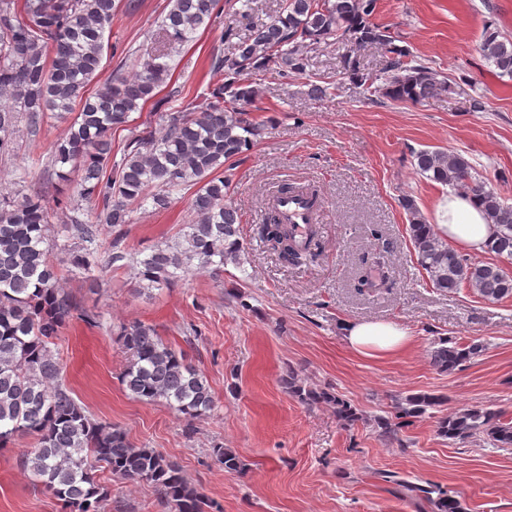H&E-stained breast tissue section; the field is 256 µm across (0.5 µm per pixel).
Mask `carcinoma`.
<instances>
[{
  "label": "carcinoma",
  "instance_id": "1",
  "mask_svg": "<svg viewBox=\"0 0 512 512\" xmlns=\"http://www.w3.org/2000/svg\"><path fill=\"white\" fill-rule=\"evenodd\" d=\"M161 19L168 44L182 46L198 29L208 27L219 13L220 0H170ZM377 0H284L281 14L270 23L253 25L249 37L231 55L214 54L210 71L224 82L196 96L185 106L171 107L160 96L173 76L170 52L140 61L131 78L104 76L107 28L115 0H0V151L9 150L11 136L22 119L32 134L44 115L56 112L69 121L63 137L51 146V163L79 173L69 201L97 202L96 220L87 224L70 217L64 242L52 235L46 194L51 180L29 192L0 196V449L31 436L34 446L18 459L20 467L51 492L61 512H101L109 490L96 471L107 470L114 482L146 483L157 492L168 512H222L205 499L179 466L154 448L134 444L127 433L92 418L64 384L63 362L53 348L63 327L78 314L89 326L97 312L80 306L60 285V266L87 270L91 247L102 245L107 227L120 234L132 223L137 208L151 204L166 209L172 195L195 188L194 221L180 235L150 254L118 249L111 243L112 265L138 268L139 291L166 288L193 262L221 272L227 264H244L240 218L226 175L233 159L249 150L264 132L246 107L259 89L248 75L275 66L304 74L309 66L303 48L308 42L334 39L357 49L383 47L394 55L383 85L374 88L391 101L419 102L450 88L447 80L410 50L395 44L389 27L374 23ZM482 56L501 77L512 79V39L487 31L479 45ZM229 100H224V97ZM159 112V127L147 126L125 141L121 158L112 160V132L130 122L147 104ZM416 174L451 186L478 199L497 233L488 252L512 261V203L488 186L486 178L463 155L441 148L414 153ZM408 235L421 268L432 285L444 292L467 286L481 297L500 301L512 296V274L497 263H468L448 247L419 210L413 197L402 198ZM261 238L285 265L313 261L315 229L297 241L294 230L270 209L259 226ZM373 265H385L390 242L374 231ZM127 354L122 384L141 402H164L194 433V420L214 410L215 398L204 374L158 335L155 328L132 322L118 333ZM483 345L440 337L433 342L432 365L451 372L476 357ZM288 393L308 405L325 404L339 421L352 426L356 413L336 393L307 388L295 372L284 381ZM440 404L430 394L396 401L392 417H378L382 435H394L393 420L404 423ZM439 435L454 443L478 439L493 448H512V418L485 406H472L442 417ZM213 455L227 472L240 473L245 464L229 448ZM397 494L424 500L431 512H466L457 492L439 485L395 481Z\"/></svg>",
  "mask_w": 512,
  "mask_h": 512
}]
</instances>
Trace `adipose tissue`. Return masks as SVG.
<instances>
[{
  "mask_svg": "<svg viewBox=\"0 0 512 512\" xmlns=\"http://www.w3.org/2000/svg\"><path fill=\"white\" fill-rule=\"evenodd\" d=\"M435 230L449 244L476 254L486 252L496 233L478 201L461 193L448 194L438 203ZM340 332L355 352L365 356L392 354L408 342L406 331L391 322L346 321Z\"/></svg>",
  "mask_w": 512,
  "mask_h": 512,
  "instance_id": "adipose-tissue-1",
  "label": "adipose tissue"
}]
</instances>
